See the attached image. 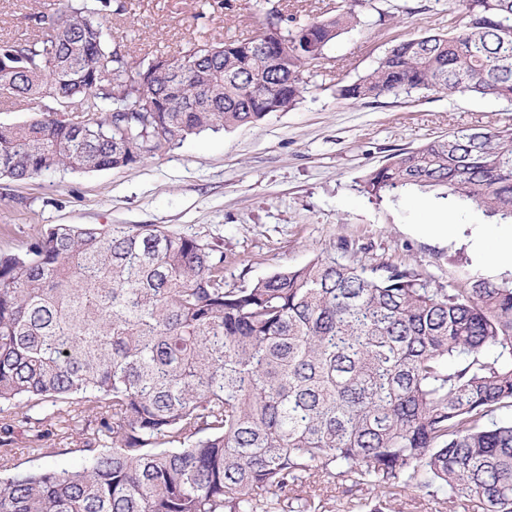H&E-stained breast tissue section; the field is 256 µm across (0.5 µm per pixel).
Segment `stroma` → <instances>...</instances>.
<instances>
[{
    "mask_svg": "<svg viewBox=\"0 0 512 512\" xmlns=\"http://www.w3.org/2000/svg\"><path fill=\"white\" fill-rule=\"evenodd\" d=\"M113 44L132 63L174 54L199 39L259 35L275 15L281 33L330 17L344 0H112ZM66 0H0V42L27 37L31 17ZM359 22L307 66L294 107L229 130H207L121 168L55 169L28 181L0 176V250H19L56 224H151L224 244V282L237 287L320 255L422 273L435 288L460 289L465 274L512 278L478 261L512 244V224L417 188L374 198L363 180L392 154L458 131L512 128V103L440 91L341 96L394 44L447 31L451 0H357ZM446 217L453 236L419 225Z\"/></svg>",
    "mask_w": 512,
    "mask_h": 512,
    "instance_id": "35a3bbf8",
    "label": "stroma"
}]
</instances>
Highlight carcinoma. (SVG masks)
<instances>
[{"label": "carcinoma", "instance_id": "1", "mask_svg": "<svg viewBox=\"0 0 512 512\" xmlns=\"http://www.w3.org/2000/svg\"><path fill=\"white\" fill-rule=\"evenodd\" d=\"M112 0H68L4 43L22 70L0 99L41 118L0 125V176L127 167L206 130L296 103L305 67L357 23L352 9L261 38L191 43L137 111L103 20ZM457 24L394 46L347 99L426 90L512 101V0H457ZM262 43L264 49L255 48ZM214 89L187 77L182 60ZM445 191L512 220V130L450 134L364 179L379 197ZM512 284L455 292L389 264L308 263L224 287V247L149 224H57L0 252V512H309L336 478L369 512L412 487L512 512ZM85 422L82 464L58 467L44 423ZM36 469L9 465L16 429Z\"/></svg>", "mask_w": 512, "mask_h": 512}]
</instances>
